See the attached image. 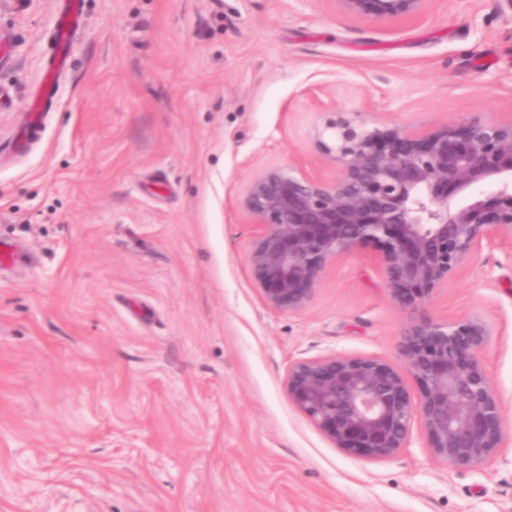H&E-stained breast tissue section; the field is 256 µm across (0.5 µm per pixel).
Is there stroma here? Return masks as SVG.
<instances>
[{
  "mask_svg": "<svg viewBox=\"0 0 512 512\" xmlns=\"http://www.w3.org/2000/svg\"><path fill=\"white\" fill-rule=\"evenodd\" d=\"M60 0H0V512H512V247L463 261L419 313L366 245L271 307L241 201L261 172L324 178L330 123L512 122V7L425 0H82L57 97L22 155ZM423 315L477 318L504 417L488 463L435 460L420 423L370 461L290 399L293 363H399ZM425 0H338L341 7L353 14L376 19L413 16L420 12Z\"/></svg>",
  "mask_w": 512,
  "mask_h": 512,
  "instance_id": "1",
  "label": "stroma"
}]
</instances>
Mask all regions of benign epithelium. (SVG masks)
Segmentation results:
<instances>
[{
  "mask_svg": "<svg viewBox=\"0 0 512 512\" xmlns=\"http://www.w3.org/2000/svg\"><path fill=\"white\" fill-rule=\"evenodd\" d=\"M338 2L349 13L389 19L418 14L424 0ZM327 129L332 178L276 167L242 200L256 226L249 264L269 305L301 308L327 262L374 242L393 298L416 310L471 254L512 244V123L420 131L341 121ZM488 336L477 319L425 318L398 343L404 370L376 357L302 359L289 370L288 396L338 447L365 459L397 454L417 419L437 461L478 467L504 435L482 361ZM407 373L419 384L417 401Z\"/></svg>",
  "mask_w": 512,
  "mask_h": 512,
  "instance_id": "1",
  "label": "benign epithelium"
}]
</instances>
